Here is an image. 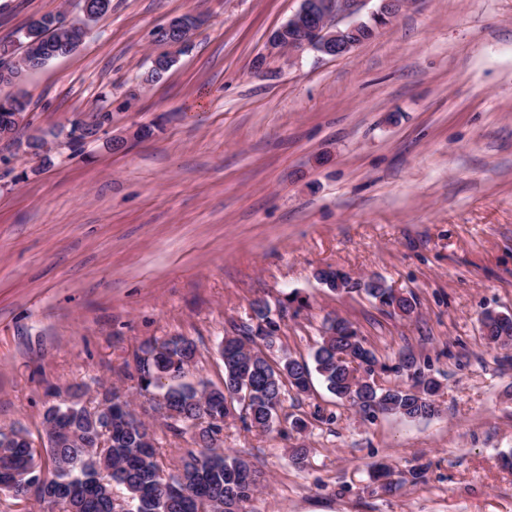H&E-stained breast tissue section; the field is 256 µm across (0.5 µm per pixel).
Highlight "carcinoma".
Returning <instances> with one entry per match:
<instances>
[{"label": "carcinoma", "mask_w": 512, "mask_h": 512, "mask_svg": "<svg viewBox=\"0 0 512 512\" xmlns=\"http://www.w3.org/2000/svg\"><path fill=\"white\" fill-rule=\"evenodd\" d=\"M0 107V128L20 129L29 103L7 98ZM96 133V128L74 119L68 130H58L68 148L76 151ZM359 292L381 308L403 315L415 311L413 294H393L378 277L360 284ZM251 322L235 325L224 336L221 357L224 383L213 386L207 396L184 381L196 363L197 345L182 336L146 343L136 355L140 392L162 394L166 427L176 435L195 430L197 449H189L180 465L168 474L158 462L155 433L137 420L131 401L110 389L91 408L78 391L74 402L50 406L43 417L39 443L22 430L11 431L3 441L0 433V491L20 498L23 484H39L36 499L44 512H241L257 488L249 463L220 449L224 420L236 412L234 395L250 390L249 403L241 407L243 422L261 432L272 427L287 389L305 393L311 371L323 379L337 399L371 412L378 407L409 419L435 411L434 397L441 382L416 369L413 354L400 356L394 366L379 362L365 338L345 319H333L313 354V363L288 358L272 366L257 348V341L271 342L280 329L270 317L268 304L251 305ZM481 332L487 345L495 347L512 338V317L483 312ZM406 376L393 387L375 383L377 371Z\"/></svg>", "instance_id": "obj_1"}]
</instances>
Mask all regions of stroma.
<instances>
[{"label":"stroma","instance_id":"1","mask_svg":"<svg viewBox=\"0 0 512 512\" xmlns=\"http://www.w3.org/2000/svg\"><path fill=\"white\" fill-rule=\"evenodd\" d=\"M300 5L112 0L77 51L25 76L21 136L107 112L128 143L0 165V431L37 435L53 389L76 384L149 409L134 355L155 339L195 341L187 381L222 385L219 344L261 298L285 312L273 357L310 359L339 316L441 389L430 418L370 417L316 377L271 433L227 418L225 453L261 483L244 512H512V364L479 323L512 311V0H410L346 56L267 55ZM62 11L80 16L77 0H0V41ZM183 14L205 23L144 83L156 28ZM325 266L383 277L416 313L331 292Z\"/></svg>","mask_w":512,"mask_h":512}]
</instances>
